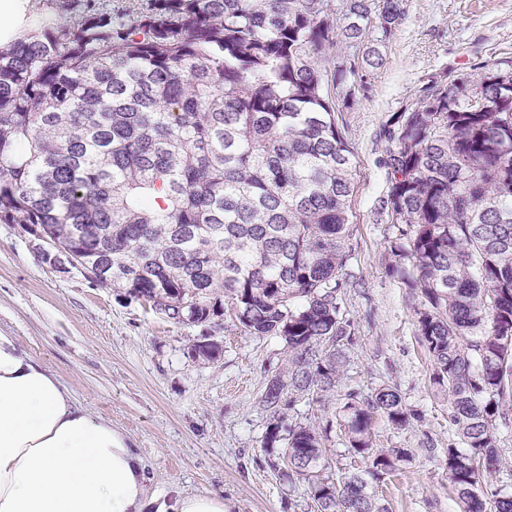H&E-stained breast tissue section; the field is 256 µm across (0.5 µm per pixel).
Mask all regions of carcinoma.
<instances>
[{
	"mask_svg": "<svg viewBox=\"0 0 512 512\" xmlns=\"http://www.w3.org/2000/svg\"><path fill=\"white\" fill-rule=\"evenodd\" d=\"M57 2L0 49V223L68 228L85 279L178 323L229 315L280 337L263 447L314 512H387L377 483L411 450L374 448L372 423L410 425L397 388L344 393L334 416L367 465L334 478L328 428L284 410L324 403L348 362L357 165L336 97L351 96L358 48L381 65L402 0ZM383 136L378 210L406 225L392 273L420 290L430 382L462 444L446 449L448 483L461 512H512L480 479L512 403V65L430 81Z\"/></svg>",
	"mask_w": 512,
	"mask_h": 512,
	"instance_id": "1",
	"label": "carcinoma"
}]
</instances>
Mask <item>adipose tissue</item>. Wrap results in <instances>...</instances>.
<instances>
[{
	"label": "adipose tissue",
	"instance_id": "obj_1",
	"mask_svg": "<svg viewBox=\"0 0 512 512\" xmlns=\"http://www.w3.org/2000/svg\"><path fill=\"white\" fill-rule=\"evenodd\" d=\"M53 0H0V49ZM0 512H225L222 495L148 494L122 430L79 404L15 337L0 333Z\"/></svg>",
	"mask_w": 512,
	"mask_h": 512
}]
</instances>
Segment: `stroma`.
Segmentation results:
<instances>
[{"label":"stroma","instance_id":"obj_1","mask_svg":"<svg viewBox=\"0 0 512 512\" xmlns=\"http://www.w3.org/2000/svg\"><path fill=\"white\" fill-rule=\"evenodd\" d=\"M404 7L380 47L382 66L358 67L368 91L336 112L358 170L344 300L354 343L337 391L367 397L389 384L416 415L403 429L381 416L373 423L375 447L413 451L379 485L388 512H460L442 453L455 428L430 383L431 361L415 327L420 296L390 274L400 233L378 211L387 189L380 131L428 79L512 61V0H404ZM44 249L0 223V332L129 435L144 458L148 492L218 493L227 512H312L303 486L275 469L277 456L262 443L261 397L287 361L280 337L250 335L228 317L216 327L175 322L124 290L59 271ZM209 340L222 345L221 357H193L194 346ZM333 414L301 399L286 420L330 425L329 454L342 469L349 460Z\"/></svg>","mask_w":512,"mask_h":512}]
</instances>
